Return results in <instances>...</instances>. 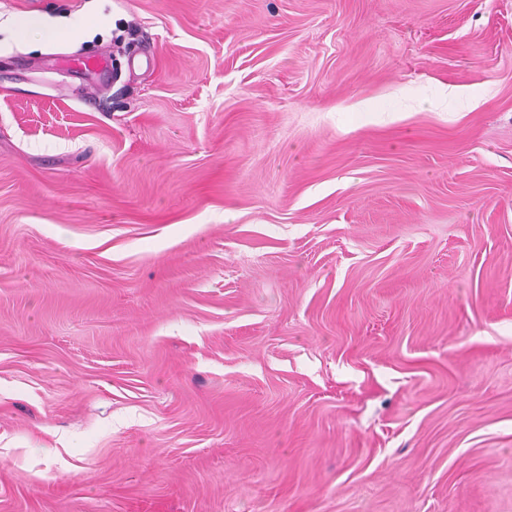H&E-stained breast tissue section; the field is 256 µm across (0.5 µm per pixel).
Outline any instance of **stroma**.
<instances>
[{
	"mask_svg": "<svg viewBox=\"0 0 512 512\" xmlns=\"http://www.w3.org/2000/svg\"><path fill=\"white\" fill-rule=\"evenodd\" d=\"M0 16V512H512V0Z\"/></svg>",
	"mask_w": 512,
	"mask_h": 512,
	"instance_id": "stroma-1",
	"label": "stroma"
}]
</instances>
